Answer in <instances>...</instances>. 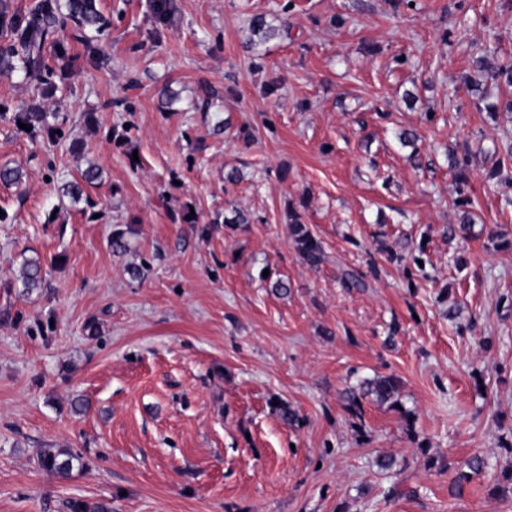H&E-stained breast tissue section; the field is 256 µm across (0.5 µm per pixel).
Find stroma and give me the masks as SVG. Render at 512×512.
I'll list each match as a JSON object with an SVG mask.
<instances>
[{
	"instance_id": "obj_1",
	"label": "stroma",
	"mask_w": 512,
	"mask_h": 512,
	"mask_svg": "<svg viewBox=\"0 0 512 512\" xmlns=\"http://www.w3.org/2000/svg\"><path fill=\"white\" fill-rule=\"evenodd\" d=\"M154 3L100 0L112 66L72 47L48 103L64 142L0 120V167L26 173L0 183V512H68L73 499L112 512H512L491 493L512 468V249L489 238L512 225V187L486 178L512 114L475 106L499 93L490 70L512 65V0H174L164 20ZM258 14L277 35L254 45ZM465 146L467 211L448 165ZM91 164L101 178L84 201L58 195ZM290 204L329 262L294 250ZM186 205L198 223H182ZM233 206L248 223H219ZM468 216V238L443 236ZM126 225L118 257L109 239ZM425 230L427 280L385 255ZM24 254L47 270L31 294L15 283ZM372 266L367 291L337 280ZM377 374L399 379L400 408L367 400L352 418L344 390ZM76 398L86 413L71 412ZM51 446L82 455L69 478L38 468ZM475 454L488 469L450 495Z\"/></svg>"
}]
</instances>
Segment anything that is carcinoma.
<instances>
[{"label":"carcinoma","mask_w":512,"mask_h":512,"mask_svg":"<svg viewBox=\"0 0 512 512\" xmlns=\"http://www.w3.org/2000/svg\"><path fill=\"white\" fill-rule=\"evenodd\" d=\"M109 21L98 8L97 0H38L27 13L13 12L0 8V76L22 72L36 80L32 101L12 113L10 120L32 127L30 134L46 136L50 144L60 142L65 137L63 121L59 113L45 108V101L55 97L60 91L58 81L70 59L71 44L83 46L85 57L91 64L104 68L110 64L108 57L97 44V38L89 35L105 31ZM52 48L53 58L58 65L52 67L46 61V48ZM476 155L465 147L451 158V166L456 173L459 206L471 205L470 198L462 196L467 184L466 174L474 164ZM292 228V243L300 256L312 267L328 261L322 242L304 223L300 214L289 213ZM21 288L29 293L46 285L44 266L40 258L22 257L19 265ZM340 281L345 288L364 290L369 284L364 275L353 269L340 270ZM399 381L392 375L376 374L364 378L344 393L345 409L359 417L363 412V400L373 398L380 404L397 407ZM83 465L82 456L70 448H42L38 451V465L46 473L67 478L74 465ZM489 467L487 460L474 455L458 466V473L452 482L451 490L459 493L463 482L481 474ZM69 512H111V507L98 502L89 504L82 500L69 501Z\"/></svg>","instance_id":"1"}]
</instances>
